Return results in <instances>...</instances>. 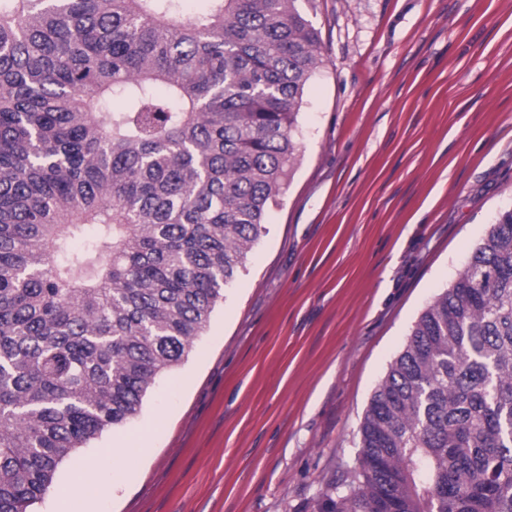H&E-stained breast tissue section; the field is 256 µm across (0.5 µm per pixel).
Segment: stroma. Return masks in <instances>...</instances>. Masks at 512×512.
Returning a JSON list of instances; mask_svg holds the SVG:
<instances>
[{
    "label": "stroma",
    "mask_w": 512,
    "mask_h": 512,
    "mask_svg": "<svg viewBox=\"0 0 512 512\" xmlns=\"http://www.w3.org/2000/svg\"><path fill=\"white\" fill-rule=\"evenodd\" d=\"M305 11L321 65L266 235L188 357L35 512L78 483L95 512H315L414 322L512 209V0Z\"/></svg>",
    "instance_id": "1"
}]
</instances>
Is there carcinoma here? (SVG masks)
<instances>
[{
	"label": "carcinoma",
	"instance_id": "cac0c4a2",
	"mask_svg": "<svg viewBox=\"0 0 512 512\" xmlns=\"http://www.w3.org/2000/svg\"><path fill=\"white\" fill-rule=\"evenodd\" d=\"M0 0V512L187 357L286 186L299 0ZM317 512H512V210L415 321Z\"/></svg>",
	"mask_w": 512,
	"mask_h": 512
}]
</instances>
